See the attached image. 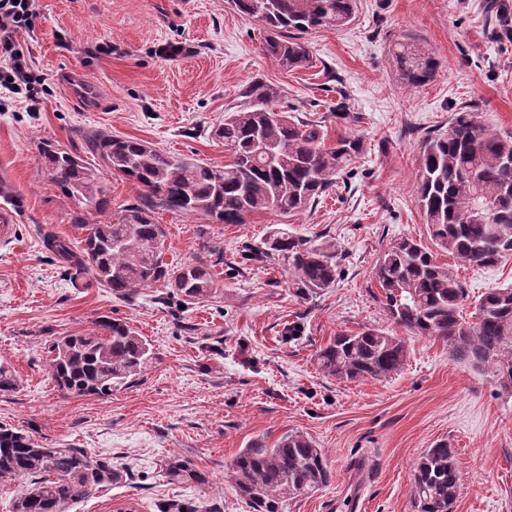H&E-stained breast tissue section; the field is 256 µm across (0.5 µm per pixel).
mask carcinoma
Instances as JSON below:
<instances>
[{
  "label": "carcinoma",
  "instance_id": "obj_1",
  "mask_svg": "<svg viewBox=\"0 0 512 512\" xmlns=\"http://www.w3.org/2000/svg\"><path fill=\"white\" fill-rule=\"evenodd\" d=\"M237 12L257 18L267 29L265 51L279 66L302 67L310 60L303 35L325 26L342 27L356 13V0H229ZM399 80L420 87L431 81L439 61L410 43H398ZM243 108L225 115L216 136L224 142V168L191 156H170L144 141L104 131L83 135L82 148L109 160L137 192L118 221L102 215L111 200L95 170L81 163L78 149L40 143L56 167L53 183L74 202L71 221L86 231L83 249L49 234L46 248L74 270L71 281L95 283L118 298L138 288L173 279L172 295L185 303L207 296L214 277L206 263L177 270L164 262V230L158 210L202 215L221 224H245L251 214L272 210L294 214L337 189V176L361 151V140L340 135L326 146L319 125L270 119L279 98L273 86L257 81L243 91ZM416 195L429 236L446 253L478 266L512 256V137L504 136L478 110L452 113L448 129L430 132L420 144ZM280 255L288 260V288L305 303L332 287L338 276L335 246L273 232L265 252L250 248L243 258ZM375 277L389 320L415 336L448 342L453 360L477 372L512 381V288L483 294L476 320L461 315L466 288L430 248L412 239L394 242L378 259ZM48 373L59 391L108 398L133 384L152 364L149 341L126 322L104 317L90 333L61 336L49 346ZM407 357L405 341L383 330L341 333L317 353L326 376L353 381L398 372ZM173 480L209 484L190 460L172 457ZM227 474L252 512H288V505L327 485L331 471L324 449L300 431H287L269 445L254 440L233 458ZM25 477L30 487L13 512H69L111 485L127 471L82 448H46L32 436L0 425V480ZM460 490L454 451L440 442L417 461L411 483L416 512H451Z\"/></svg>",
  "mask_w": 512,
  "mask_h": 512
}]
</instances>
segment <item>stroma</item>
<instances>
[{
    "label": "stroma",
    "instance_id": "stroma-1",
    "mask_svg": "<svg viewBox=\"0 0 512 512\" xmlns=\"http://www.w3.org/2000/svg\"><path fill=\"white\" fill-rule=\"evenodd\" d=\"M34 9V27L18 39L32 81L0 92V186L20 205L12 235L0 239V363L18 377L14 392L0 393V423L133 476L71 512H159L180 501L247 512L225 469L249 442L289 430L324 448L333 479L288 512H414V465L441 441L454 448L460 475L452 512H512V392L451 360L445 341L392 324L374 275L395 241L431 243L415 192L423 136L446 130L467 105L512 134V36L503 24L512 0H357L349 25L306 34L311 62L293 70L266 56L261 22L227 0H34ZM399 42L438 59L432 81H398ZM254 80L275 85L297 118H324L325 145L345 133L361 138L347 186L301 213L267 210L243 224L156 211L165 261L205 262L215 276L212 295L186 307L168 303L165 286L128 300L74 287L44 237L76 247L85 232L70 222L74 204L48 177L39 139L68 147L103 130L220 168L214 131ZM341 97L347 122L332 113ZM276 228L335 244L332 288L302 303L288 292L287 261L241 260L243 247L262 248ZM437 260L466 288L465 315L485 292L512 287V257L492 266L445 252ZM103 316L145 336L154 363L110 398L62 394L47 373L51 341L91 332ZM369 328L406 341L397 373L342 382L320 371L321 347ZM173 456L193 461L209 484L171 480L164 464Z\"/></svg>",
    "mask_w": 512,
    "mask_h": 512
}]
</instances>
